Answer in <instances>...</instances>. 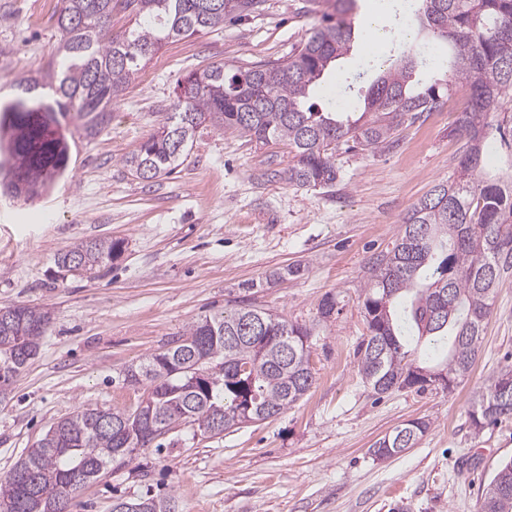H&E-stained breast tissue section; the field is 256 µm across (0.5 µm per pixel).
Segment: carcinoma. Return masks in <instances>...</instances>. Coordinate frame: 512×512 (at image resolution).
Returning <instances> with one entry per match:
<instances>
[{
    "instance_id": "obj_1",
    "label": "carcinoma",
    "mask_w": 512,
    "mask_h": 512,
    "mask_svg": "<svg viewBox=\"0 0 512 512\" xmlns=\"http://www.w3.org/2000/svg\"><path fill=\"white\" fill-rule=\"evenodd\" d=\"M424 27L448 44L452 78L469 91L458 120L464 144L448 180L421 197L399 225L393 248L372 258L362 306L367 333L356 348L359 372L377 394L430 386L444 372L448 387L470 370L492 300L512 269V174L486 172L490 139L512 148V0H412ZM261 0H123L134 28L112 38V0H61L60 34L52 70L20 81L25 96L0 104L4 164L39 197L69 170L68 135L91 141L112 121L116 102L140 62L164 42L224 27ZM355 0H334L297 51L277 63L217 65L177 81L171 112L124 159L145 181L172 173L197 129L239 134L268 145L283 143L293 160L281 172L291 185L330 188L337 180L336 148L377 150L393 142L439 103L438 89L412 84L421 52L402 54L374 79L360 99L364 123L321 112L310 96L336 62L350 54L357 35L344 15ZM124 252V241H77L57 255L59 268L79 261L96 270ZM0 392L37 355L48 312L23 304L0 306ZM254 336H278L257 346ZM311 332L252 306L191 323L166 350L143 357L124 381L147 387L133 412L82 408L56 422L0 479V512H71L70 502L110 464L123 465L158 428L187 425L202 433L219 420L229 430L277 417L314 384ZM221 373L200 383L187 369ZM480 430L512 419V367L492 376L469 410ZM430 429L410 420L375 441L371 456L390 458L414 446ZM172 499L154 496L129 504L135 512H170ZM479 512H512V460L483 490Z\"/></svg>"
}]
</instances>
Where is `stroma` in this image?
Returning a JSON list of instances; mask_svg holds the SVG:
<instances>
[{
  "label": "stroma",
  "mask_w": 512,
  "mask_h": 512,
  "mask_svg": "<svg viewBox=\"0 0 512 512\" xmlns=\"http://www.w3.org/2000/svg\"><path fill=\"white\" fill-rule=\"evenodd\" d=\"M59 0H0V99L21 92L28 71L47 66L59 39ZM388 15L382 60L362 49L322 80L316 103L335 110L336 76L387 71L394 47L428 49L419 86L444 83L448 48L419 29L408 0H382ZM333 0H262L223 29L167 42L143 61L93 141L76 139L69 174L32 203L0 199V305L49 310L37 356L0 399V477L80 407L134 409L144 388L125 368L167 349L197 319L250 305L312 331L310 391L277 418L211 436L178 426L160 448L107 467L78 496L77 512H112L115 500L173 496L177 512H478L477 500L512 459V420L475 430V393L512 364V275L498 288L470 372L451 390L376 394L358 371L366 333L367 263L392 247L410 207L452 174L463 143L452 102L402 126L388 147L337 150L330 188L275 178L292 161L287 146L201 127L172 174L153 182L123 166L164 121L177 79L212 65L288 59ZM120 239L122 256L88 275L63 271L58 253L74 242ZM290 266L297 276L267 282ZM335 293L328 319L318 302ZM428 433L377 461L370 446L404 421Z\"/></svg>",
  "instance_id": "1"
}]
</instances>
